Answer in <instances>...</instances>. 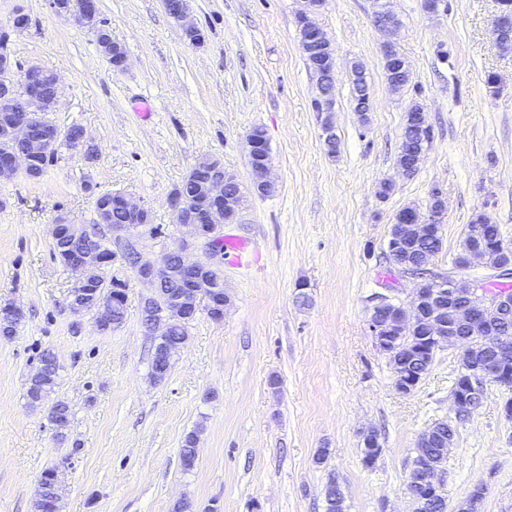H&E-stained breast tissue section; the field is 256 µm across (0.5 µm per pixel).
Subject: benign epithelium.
<instances>
[{"label": "benign epithelium", "instance_id": "7a95c632", "mask_svg": "<svg viewBox=\"0 0 512 512\" xmlns=\"http://www.w3.org/2000/svg\"><path fill=\"white\" fill-rule=\"evenodd\" d=\"M297 12L299 37L302 52L315 45H323L331 50L327 60L326 74L332 75L335 68V47L323 30L315 23L313 16L320 7V0H299ZM373 12L374 25L389 34L400 28L401 22L393 15L386 14V7L375 0ZM50 8L57 16L69 17L80 25L86 26L100 16L98 0H81V8L71 11L68 0H50ZM190 0H179L171 12V18L180 23L186 38L192 43L202 39V33L187 22ZM512 26V0H497V10L491 21L492 37L497 46L505 51L512 49V39L502 31ZM51 82L58 85L55 74L44 67L30 65L20 74H14L11 56L0 57V103L11 102L16 92L25 95V103L20 110L7 111L6 119L0 124V177L11 179L22 172L29 174V158L24 153H15L7 144L17 140H26L33 147L44 146L51 149L54 143L63 137L57 128H46L40 134H34V122L43 120V113L54 110L58 93L47 95L43 84ZM74 154L86 160L88 154L99 155L98 145L86 136L85 129H79L73 137ZM248 154L256 157L253 171L256 175L254 192L265 195L272 184L265 179L269 168L270 151L265 134L252 131L247 136ZM205 200L209 203L207 223L197 221L196 202L182 194L168 197V205L173 211L176 223L184 229L183 237L174 248L179 256L178 276L191 284L192 290L173 298L161 305L151 318L146 329L153 334V340L159 344L158 359L168 360L173 350L180 346L178 342L167 341L169 327L178 321L204 310L211 314L217 309H225L228 295L222 281L214 285L207 284L209 273L216 272L222 263L219 253L211 249L218 228L223 224L239 220L242 210V190L237 180L229 175L220 163L211 164L210 176L205 179ZM124 210L132 219L130 224L112 225V233L130 237L141 233V225L151 223L150 211L131 203L124 195L120 196ZM445 208L438 204L425 211L413 210L407 215V223L398 225L395 234L389 236L387 246L393 251H404L408 245L424 241L437 234L443 223ZM91 231L89 225L56 224L53 227V241L69 235L76 240L84 232ZM202 242L209 248L206 260L193 261L186 255L194 243ZM69 268L75 275L73 287L79 289L78 295L68 300V307L81 311L83 296L81 289L102 284L107 280V266L89 256L77 252L69 255ZM135 271L139 279L156 287L167 280L172 269L166 257L158 259L139 257ZM512 275V245L501 241L491 245L481 238L468 237L462 258L455 262L448 272L434 278L431 282H422L415 288L408 303H399L392 307L395 298L377 295L368 319V329L373 336L376 348L387 354L392 343L424 340L435 350L441 346H459L462 357L469 360L463 372L457 374L452 392L455 421L469 417L480 406L483 390L488 384L500 388L512 387V336H497L493 331L507 309L506 296L489 289V282L497 278ZM448 298L453 303L458 298H467L469 302L457 310V323L465 328L460 332L447 323L440 300ZM394 384L396 389L407 395L418 383L416 378L406 377L403 362L392 361ZM411 480L428 491L442 488L441 474L431 465H421L412 471Z\"/></svg>", "mask_w": 512, "mask_h": 512}]
</instances>
